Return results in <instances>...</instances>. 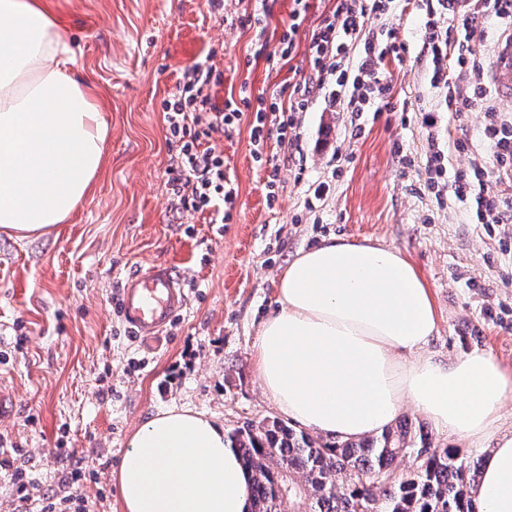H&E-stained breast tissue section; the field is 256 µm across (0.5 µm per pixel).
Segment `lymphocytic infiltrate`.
Returning <instances> with one entry per match:
<instances>
[{"instance_id":"obj_1","label":"lymphocytic infiltrate","mask_w":512,"mask_h":512,"mask_svg":"<svg viewBox=\"0 0 512 512\" xmlns=\"http://www.w3.org/2000/svg\"><path fill=\"white\" fill-rule=\"evenodd\" d=\"M409 11L419 12L420 55L424 58L429 84L439 90L446 112L458 117L477 101L486 103L482 137L492 151L491 158H472L452 173V195L468 203V217L474 224L512 222V197L491 191L490 178L512 182V117L489 106L491 90L485 67L472 41L484 31L485 21L512 26V0H335L322 13L309 34L308 78L286 85L284 93L258 95L250 128L252 157L268 166V184L276 186L279 168L265 146L269 139L287 142L293 128V113L305 111L313 87L327 75H335L336 103L347 112H391L392 85L384 67L401 63L409 47L400 20ZM222 79L209 59H201L183 74L176 93L165 105L167 141L173 151L175 175L171 193L182 209L205 212L213 224L229 220L227 206L237 191L224 176V157L203 137L236 128L243 112L234 97L218 99ZM429 129L425 154V187L437 191L448 174L446 151H467L456 140L441 147L434 118H426Z\"/></svg>"}]
</instances>
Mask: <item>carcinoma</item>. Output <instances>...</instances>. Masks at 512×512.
Returning a JSON list of instances; mask_svg holds the SVG:
<instances>
[{
  "mask_svg": "<svg viewBox=\"0 0 512 512\" xmlns=\"http://www.w3.org/2000/svg\"><path fill=\"white\" fill-rule=\"evenodd\" d=\"M251 472V512H474L469 488L478 466L458 461L452 448H435L407 425L358 442L328 443L281 420L244 423L227 434ZM413 472L398 476L399 457Z\"/></svg>",
  "mask_w": 512,
  "mask_h": 512,
  "instance_id": "carcinoma-1",
  "label": "carcinoma"
}]
</instances>
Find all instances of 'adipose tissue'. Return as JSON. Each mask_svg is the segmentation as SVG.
I'll use <instances>...</instances> for the list:
<instances>
[{"label": "adipose tissue", "instance_id": "1", "mask_svg": "<svg viewBox=\"0 0 512 512\" xmlns=\"http://www.w3.org/2000/svg\"><path fill=\"white\" fill-rule=\"evenodd\" d=\"M105 110L42 0H0L1 230L42 235L77 211L106 174ZM276 288L253 356L282 415L345 442L381 433L411 403L437 431L486 446L472 499L478 512H512V435H494L512 376L481 351L425 354L437 312L401 251L329 238L299 251ZM118 483L125 512L251 506V475L223 426L189 409L134 430Z\"/></svg>", "mask_w": 512, "mask_h": 512}]
</instances>
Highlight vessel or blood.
<instances>
[{"label": "vessel or blood", "instance_id": "b4317fda", "mask_svg": "<svg viewBox=\"0 0 512 512\" xmlns=\"http://www.w3.org/2000/svg\"><path fill=\"white\" fill-rule=\"evenodd\" d=\"M488 81L502 101H512V29L499 39ZM185 304L181 279L163 262L129 274L119 300L127 327L147 341L160 337Z\"/></svg>", "mask_w": 512, "mask_h": 512}]
</instances>
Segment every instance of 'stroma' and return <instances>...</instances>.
Wrapping results in <instances>:
<instances>
[{
	"mask_svg": "<svg viewBox=\"0 0 512 512\" xmlns=\"http://www.w3.org/2000/svg\"><path fill=\"white\" fill-rule=\"evenodd\" d=\"M72 37L82 75L106 100L107 173L69 223L19 240L0 231V386L12 390L13 414L0 419V512H44L48 495L81 498L86 512H124L115 473L131 432L172 407L203 413L225 430L277 417L252 356L258 331L277 307L276 278L300 250L336 236L400 250L426 280L438 315L428 354L448 361L479 350L512 374V223L466 221L450 192L424 187L427 131L435 111L440 139L464 140L470 156L487 154L481 128L491 97L449 125L424 79L416 44L421 21H402L411 45L387 64L396 112H340L334 81L294 113V147L269 140L280 165L276 188L251 156V113L209 144L224 155L238 190L230 223L175 211L164 103L186 69L211 57L219 98L249 83L279 92L309 73L305 36L291 60L254 59L255 32L237 24L241 0H224V22L207 0H48ZM360 138H352L353 126ZM408 163H401V156ZM275 199H268V192ZM156 262L184 284L187 304L164 339L147 349L117 315L123 279ZM398 420L427 433L460 459L484 451L433 429L404 404Z\"/></svg>",
	"mask_w": 512,
	"mask_h": 512,
	"instance_id": "obj_1",
	"label": "stroma"
}]
</instances>
